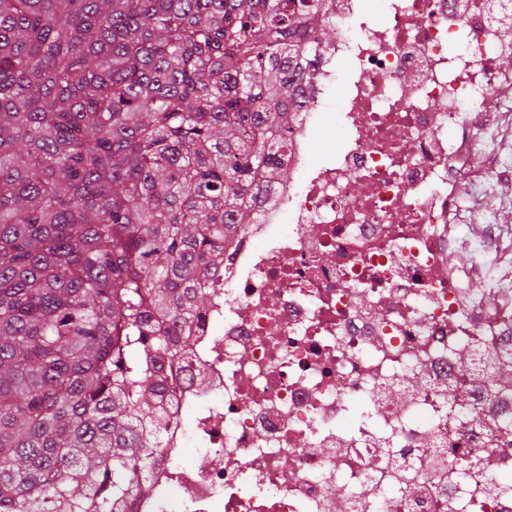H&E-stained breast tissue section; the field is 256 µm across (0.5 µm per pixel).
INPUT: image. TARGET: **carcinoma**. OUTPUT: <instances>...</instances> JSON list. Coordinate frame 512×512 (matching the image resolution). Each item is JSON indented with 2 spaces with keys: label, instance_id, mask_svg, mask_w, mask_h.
Returning <instances> with one entry per match:
<instances>
[{
  "label": "carcinoma",
  "instance_id": "1",
  "mask_svg": "<svg viewBox=\"0 0 512 512\" xmlns=\"http://www.w3.org/2000/svg\"><path fill=\"white\" fill-rule=\"evenodd\" d=\"M325 0H0V512L151 485L160 359L255 221Z\"/></svg>",
  "mask_w": 512,
  "mask_h": 512
}]
</instances>
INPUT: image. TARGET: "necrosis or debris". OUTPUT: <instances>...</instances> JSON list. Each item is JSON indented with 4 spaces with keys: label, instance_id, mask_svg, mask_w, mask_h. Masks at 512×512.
<instances>
[{
    "label": "necrosis or debris",
    "instance_id": "necrosis-or-debris-1",
    "mask_svg": "<svg viewBox=\"0 0 512 512\" xmlns=\"http://www.w3.org/2000/svg\"><path fill=\"white\" fill-rule=\"evenodd\" d=\"M327 0L334 40L273 183L211 276L154 492L120 512H512V290L449 237L470 115L512 90V0ZM334 147L313 161L324 129ZM468 239L482 295L448 274Z\"/></svg>",
    "mask_w": 512,
    "mask_h": 512
}]
</instances>
